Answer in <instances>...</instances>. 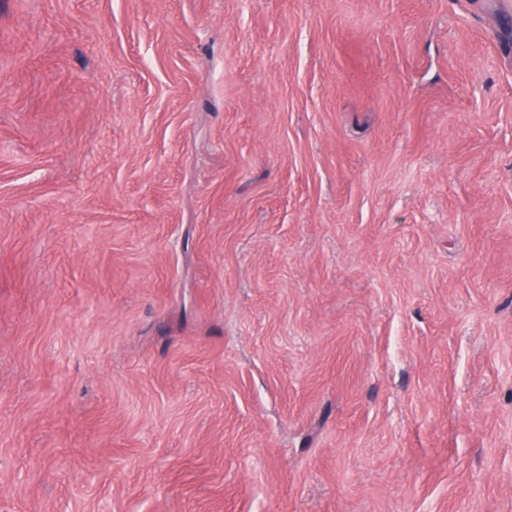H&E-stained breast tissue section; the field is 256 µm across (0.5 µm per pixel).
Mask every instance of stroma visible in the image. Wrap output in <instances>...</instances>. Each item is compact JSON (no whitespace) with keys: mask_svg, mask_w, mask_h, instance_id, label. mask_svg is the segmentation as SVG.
<instances>
[{"mask_svg":"<svg viewBox=\"0 0 512 512\" xmlns=\"http://www.w3.org/2000/svg\"><path fill=\"white\" fill-rule=\"evenodd\" d=\"M0 512H512V0H0Z\"/></svg>","mask_w":512,"mask_h":512,"instance_id":"stroma-1","label":"stroma"}]
</instances>
